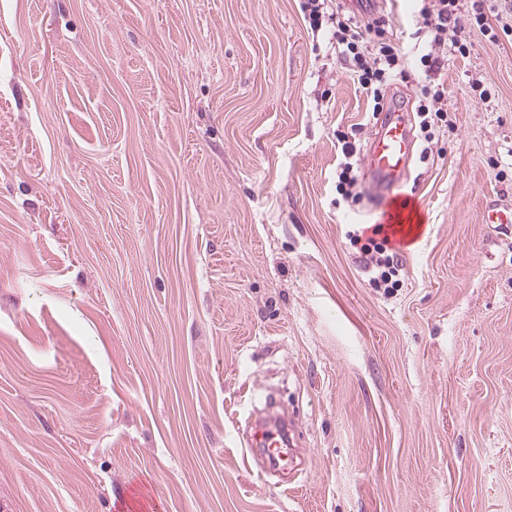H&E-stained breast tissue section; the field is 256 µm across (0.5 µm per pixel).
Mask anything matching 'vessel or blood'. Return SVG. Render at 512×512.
<instances>
[{
    "label": "vessel or blood",
    "instance_id": "obj_1",
    "mask_svg": "<svg viewBox=\"0 0 512 512\" xmlns=\"http://www.w3.org/2000/svg\"><path fill=\"white\" fill-rule=\"evenodd\" d=\"M415 144L410 114L399 106H391L377 125L364 157L373 187L381 196H389L406 179ZM292 433L291 422L272 409L254 419L251 446L260 451L270 469L275 470L290 456Z\"/></svg>",
    "mask_w": 512,
    "mask_h": 512
}]
</instances>
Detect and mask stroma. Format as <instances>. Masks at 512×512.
<instances>
[{
  "mask_svg": "<svg viewBox=\"0 0 512 512\" xmlns=\"http://www.w3.org/2000/svg\"><path fill=\"white\" fill-rule=\"evenodd\" d=\"M432 52L387 90L448 111L387 293L349 240L377 118L300 0H0V512H512V39ZM268 414L253 420V435L250 450L260 451L270 469H278L288 462L293 446V426L286 417L274 409L273 400H267Z\"/></svg>",
  "mask_w": 512,
  "mask_h": 512,
  "instance_id": "obj_1",
  "label": "stroma"
}]
</instances>
